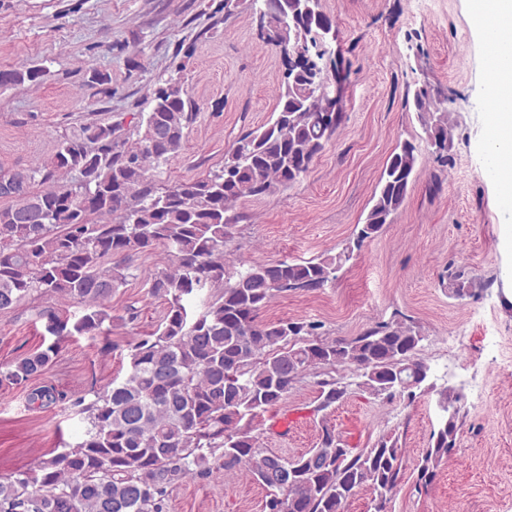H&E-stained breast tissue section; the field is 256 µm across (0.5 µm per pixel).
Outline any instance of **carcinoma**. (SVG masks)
Segmentation results:
<instances>
[{"mask_svg": "<svg viewBox=\"0 0 512 512\" xmlns=\"http://www.w3.org/2000/svg\"><path fill=\"white\" fill-rule=\"evenodd\" d=\"M266 4L271 18L287 15L286 27L264 35L286 57L311 32L333 27L319 3L311 11L296 0ZM324 59L312 49L298 53L271 119L243 133L218 171L172 183L160 179L196 113L174 78L158 84L149 110L139 113L134 144L121 134L123 121L92 123L79 135L61 136L42 163L0 168V185L16 184L0 192L9 200L0 207V313L36 296L72 300L82 309L79 316L40 312L45 335L53 340L1 365V388L24 386L41 375L57 357L62 337L92 336L112 321L107 302L130 276L132 256L162 246L173 261L148 280L166 311L152 334L129 344L125 378L93 391L90 401L75 399L87 425L73 447L0 477V512H167L177 485L209 475L216 464L226 471L248 468L266 492L265 512H346L364 488L372 493L371 512H388L391 494L404 479L398 438L344 448L325 423L315 447L285 457L260 447L252 423L309 373L317 376L316 415L357 390L391 401L434 388L426 384L427 371L395 375L398 363L416 359L424 339L411 323L393 318L371 323L352 338L330 339L317 322L261 318L283 291L281 282L328 286L354 250L393 222L416 175V146L404 141L388 157L364 224L336 256L257 263L232 275L224 266V247L241 219L233 205L298 183L346 121L340 108L343 60L327 65ZM43 77L37 67L0 69V87L38 84ZM327 80L336 88L332 102L321 94ZM405 105L418 112L437 159L448 164L451 119L437 107L433 89L416 87ZM73 173L71 182L53 184L58 175ZM105 261L113 266L102 268ZM214 288L206 311L192 317V301ZM448 288L463 299L474 294L477 282L451 271ZM339 368L360 381L336 376ZM437 395L448 406V419L431 433L417 466L418 490L432 482L459 440L462 397L448 387ZM65 400L48 388L28 398L32 404Z\"/></svg>", "mask_w": 512, "mask_h": 512, "instance_id": "cac0c4a2", "label": "carcinoma"}]
</instances>
